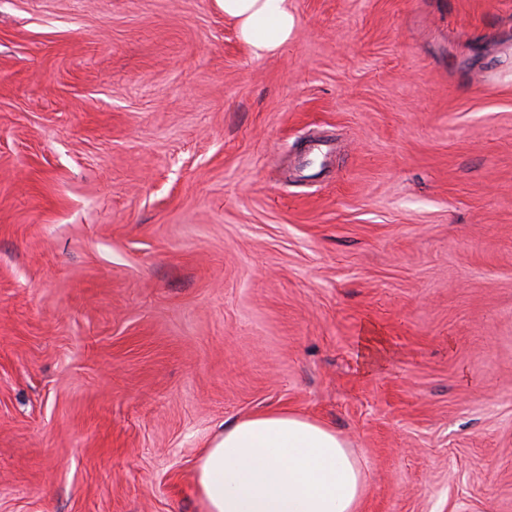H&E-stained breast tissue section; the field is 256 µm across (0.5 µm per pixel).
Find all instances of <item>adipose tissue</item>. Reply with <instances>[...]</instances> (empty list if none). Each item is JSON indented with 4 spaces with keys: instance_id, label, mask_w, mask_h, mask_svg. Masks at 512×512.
I'll use <instances>...</instances> for the list:
<instances>
[{
    "instance_id": "adipose-tissue-1",
    "label": "adipose tissue",
    "mask_w": 512,
    "mask_h": 512,
    "mask_svg": "<svg viewBox=\"0 0 512 512\" xmlns=\"http://www.w3.org/2000/svg\"><path fill=\"white\" fill-rule=\"evenodd\" d=\"M254 57L288 43L291 0H222ZM205 512H357L360 465L324 424L280 409L235 420L200 453L194 473Z\"/></svg>"
}]
</instances>
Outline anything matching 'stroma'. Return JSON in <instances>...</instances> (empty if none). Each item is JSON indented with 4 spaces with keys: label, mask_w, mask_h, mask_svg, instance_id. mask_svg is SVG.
I'll return each mask as SVG.
<instances>
[{
    "label": "stroma",
    "mask_w": 512,
    "mask_h": 512,
    "mask_svg": "<svg viewBox=\"0 0 512 512\" xmlns=\"http://www.w3.org/2000/svg\"><path fill=\"white\" fill-rule=\"evenodd\" d=\"M0 0V512H204L288 408L360 512H512V0ZM292 0H221L224 16L235 22L240 38L256 58L288 43L296 17Z\"/></svg>",
    "instance_id": "1"
}]
</instances>
